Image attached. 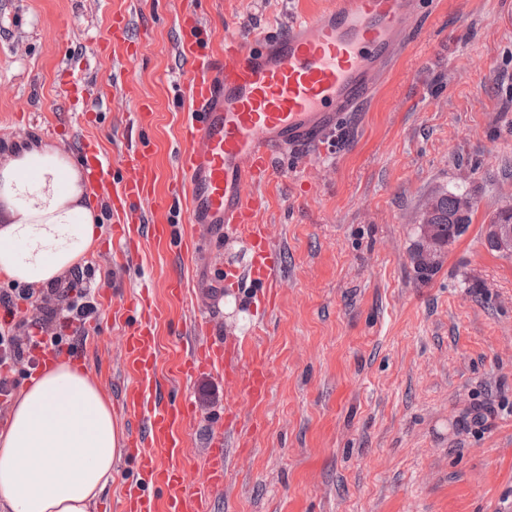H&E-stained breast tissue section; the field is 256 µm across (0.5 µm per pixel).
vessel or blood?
<instances>
[{"label":"vessel or blood","mask_w":512,"mask_h":512,"mask_svg":"<svg viewBox=\"0 0 512 512\" xmlns=\"http://www.w3.org/2000/svg\"><path fill=\"white\" fill-rule=\"evenodd\" d=\"M185 0L178 17L176 55L182 69L186 120L177 154L178 176L158 192L151 114L141 105L137 128L119 151L121 175L110 182L98 146L80 147L85 174L112 197V254L133 263L144 240L191 251L202 232L227 235L246 254L243 266L225 265L229 280L259 291L263 316L278 308L288 282L272 225L259 221L266 187L285 152L326 151L344 115L366 100L404 40L414 0H327L314 14L295 17L287 32H261L251 40L212 37L197 8ZM132 15H112L108 39L94 53L131 62ZM125 330L119 340L127 383L123 408L135 430L127 441L131 473L115 512H210L230 476V449H247L274 384L265 336H211V324L194 322L195 342L174 360L180 378L210 376L224 382L227 403L211 430L206 464L191 479L182 450L195 429L188 396L164 399L159 390L160 317L148 290L112 303ZM247 410H240V403Z\"/></svg>","instance_id":"obj_1"}]
</instances>
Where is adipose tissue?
<instances>
[{
  "label": "adipose tissue",
  "instance_id": "obj_1",
  "mask_svg": "<svg viewBox=\"0 0 512 512\" xmlns=\"http://www.w3.org/2000/svg\"><path fill=\"white\" fill-rule=\"evenodd\" d=\"M84 175L62 149L0 146V275L50 286L84 261L102 227ZM123 434L83 369L48 364L0 431V512H94Z\"/></svg>",
  "mask_w": 512,
  "mask_h": 512
}]
</instances>
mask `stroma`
I'll return each mask as SVG.
<instances>
[{"label":"stroma","mask_w":512,"mask_h":512,"mask_svg":"<svg viewBox=\"0 0 512 512\" xmlns=\"http://www.w3.org/2000/svg\"><path fill=\"white\" fill-rule=\"evenodd\" d=\"M180 0H0V142L36 137L75 154L92 135L105 156L138 105L154 112L159 187L177 175L183 112L175 47ZM147 30L131 71L88 40L105 36L113 12ZM297 0H203L214 35L286 31ZM420 26L381 93L345 116L332 154H291L267 188L262 221L275 225L288 286L263 327L276 369L256 445L232 451L231 482L211 512H512V255L487 249L482 226L512 204V0H417ZM79 77L68 103L57 81ZM131 83L124 93L122 83ZM54 114L40 126L34 113ZM475 191L468 231L430 281L409 247L435 191ZM104 232L83 267L111 269L100 293L149 289L158 325L160 389L186 388L197 427L184 450L202 469L208 434L224 412V384L188 385L169 363L203 316L217 337L242 336L261 317L253 289L224 280L243 264L240 245L200 241L194 262L145 242L135 268H115L112 204L95 198ZM183 279L197 295L170 299ZM60 361L83 368L123 433L125 378L107 311ZM488 406L483 423L470 411Z\"/></svg>","instance_id":"35a3bbf8"}]
</instances>
